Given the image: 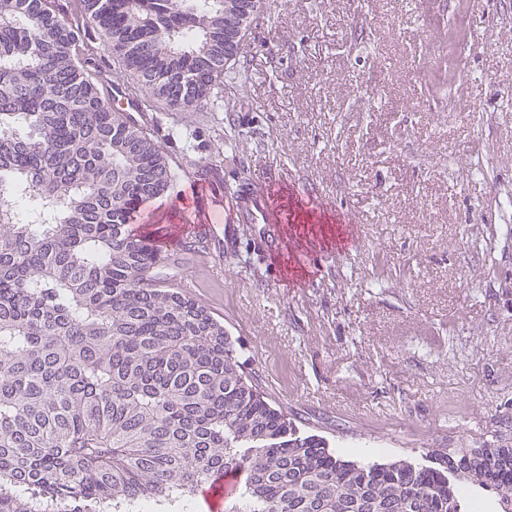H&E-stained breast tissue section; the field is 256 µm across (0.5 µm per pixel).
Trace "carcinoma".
Wrapping results in <instances>:
<instances>
[{
    "label": "carcinoma",
    "mask_w": 512,
    "mask_h": 512,
    "mask_svg": "<svg viewBox=\"0 0 512 512\" xmlns=\"http://www.w3.org/2000/svg\"><path fill=\"white\" fill-rule=\"evenodd\" d=\"M0 0V512H188L239 475L225 512H322L380 498L386 512H462L491 488L512 506V456L468 474L361 465L297 433L243 376L224 326L165 286L130 234L178 173L155 135L100 96L96 41L124 57V96L184 112L233 75L223 0ZM266 432L288 447L265 448Z\"/></svg>",
    "instance_id": "obj_1"
}]
</instances>
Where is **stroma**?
Returning a JSON list of instances; mask_svg holds the SVG:
<instances>
[{"label": "stroma", "mask_w": 512, "mask_h": 512, "mask_svg": "<svg viewBox=\"0 0 512 512\" xmlns=\"http://www.w3.org/2000/svg\"><path fill=\"white\" fill-rule=\"evenodd\" d=\"M425 0H261L210 112H150L168 159L224 158L273 206L312 183L269 251L244 224L222 262L170 250L241 369L301 434L361 464L512 447V0H480L472 111L435 104ZM178 179L134 220L189 217Z\"/></svg>", "instance_id": "35a3bbf8"}]
</instances>
